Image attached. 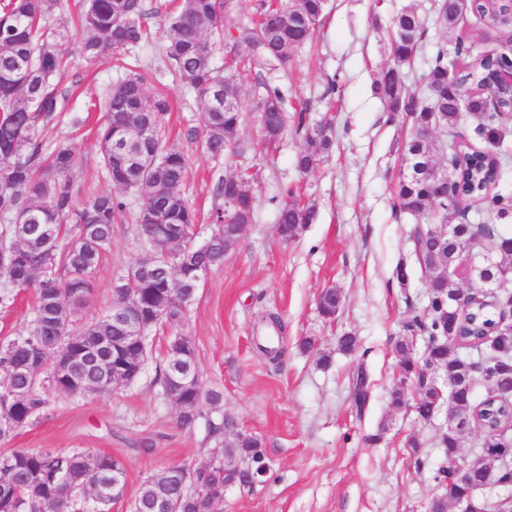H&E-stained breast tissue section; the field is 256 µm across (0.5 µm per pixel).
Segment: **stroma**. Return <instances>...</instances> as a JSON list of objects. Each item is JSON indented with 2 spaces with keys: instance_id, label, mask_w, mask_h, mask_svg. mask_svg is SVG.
Masks as SVG:
<instances>
[{
  "instance_id": "35a3bbf8",
  "label": "stroma",
  "mask_w": 512,
  "mask_h": 512,
  "mask_svg": "<svg viewBox=\"0 0 512 512\" xmlns=\"http://www.w3.org/2000/svg\"><path fill=\"white\" fill-rule=\"evenodd\" d=\"M433 0H327L325 16L311 40L295 50L275 71L259 68L237 76L248 110L239 128L240 151L214 159L200 147V105L192 91L170 71L165 56L166 33L156 6L173 8V0H146L148 38L126 62L149 76V93L161 92L171 102L165 120L169 143L189 157L187 196L199 212L197 239L210 235V215L223 201L215 186L225 173L253 176L254 220L226 253L222 267L212 270L187 314L184 331L192 336L203 381L221 389L225 416L263 443L271 466L265 483L229 489L221 512H426L440 489L431 469L441 459L439 438L446 411L431 420L411 409L414 386H407L406 406L391 405L390 393L402 375L395 342L412 309L427 302V272L409 240L412 217L396 214L392 198L399 180L408 123L386 120L384 105L372 91L375 76L388 63L389 22L402 6L414 3L427 29L419 54L404 68V81L414 91L426 89V75L437 45H471L461 56L500 50L498 33L486 18L463 10L455 32L437 27ZM71 32L63 52L68 67L58 86L65 94L64 112L41 134L46 149L72 147L77 164L72 179L80 197L111 190L96 142L102 115L95 103L124 75L115 58L86 62L79 54L81 36L74 29V9L65 7L51 19ZM286 92L288 129L275 145L261 147L255 104L258 81ZM331 120L336 145L308 174L294 166L306 149L296 134L297 116ZM315 208V217L298 238L286 241L277 232L278 211L288 199ZM141 200L127 198V211L112 231V245L95 273V291L80 321L105 312L112 284L129 262L148 246L133 221ZM406 261L408 281L399 284L396 265ZM336 289L342 307L335 319L322 317L320 293ZM279 316V326L262 313ZM275 334L278 361L257 349L260 336ZM358 346L338 348L343 334ZM152 359L131 386L112 394L54 400L47 416L18 430L13 448L34 451L90 448L121 457L126 488L112 512H126L140 484L171 464L198 466L208 459L205 426L185 432L176 426V408L155 384V366L164 345L153 335ZM328 364H320V355ZM368 376L369 401L354 403L359 372ZM378 442H370V435ZM429 468L416 472L413 455Z\"/></svg>"
}]
</instances>
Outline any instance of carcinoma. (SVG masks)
Returning a JSON list of instances; mask_svg holds the SVG:
<instances>
[{
  "mask_svg": "<svg viewBox=\"0 0 512 512\" xmlns=\"http://www.w3.org/2000/svg\"><path fill=\"white\" fill-rule=\"evenodd\" d=\"M239 0H182L178 11L166 17V58L201 105V148L213 158L236 154L244 108L236 76L212 66L213 47L208 37L222 38L223 47L235 66L256 65L272 69L288 62L292 52L307 43L312 34L294 25V20L322 21L326 0H261L259 18L251 24L225 27L226 17ZM63 7L62 0H7L0 6V218L23 212L36 233L22 224L0 227V308L12 305L23 292L34 298L32 319L15 336L0 337V443L36 422L49 403V396L76 398L112 393L129 383L133 375H117L114 362L134 366L145 363L149 344H132L124 330L112 320V311L75 327L80 312L93 294L89 285L103 254L112 244V226L125 213V195L143 199L135 223L150 249L129 265L114 288L116 301L134 297L155 312L173 319L174 326L186 319L200 283V270L224 264L225 242L242 234L241 225L254 217L255 197L247 178L242 207L224 223V209L212 215L214 229L201 246L186 237L196 223L197 211L184 186L188 158L168 144L161 129L170 110L168 98L146 92L147 76L128 67L124 79L112 86L101 103L106 117L98 130L101 162L112 189L83 201L75 195L71 173L77 163L75 151L59 146L46 153L39 140V122L50 120L60 108L55 80L65 68L62 45L69 38L64 28L51 29L46 22ZM481 17L494 9L500 20H508L512 5L479 2L473 5ZM459 0H435L434 22L453 29L461 15ZM144 0H81L78 25L82 32V53L94 60L106 51L117 52L145 40ZM425 29L417 7L403 6L391 20L389 64L374 81V91L385 103L388 121L409 118L417 129L454 128L461 118L456 85L493 91L490 75L508 64L494 54L484 66L467 68L448 61V48L437 47L427 77L426 94L419 95L404 85L403 68L419 52ZM256 110L263 142L278 141L286 131L285 94L278 86L258 82ZM224 89V110L213 112L208 98L215 88ZM501 113L487 112L475 127L477 136L493 150L465 151L447 144L448 166L434 157L431 142L412 136L402 149V163L416 160L422 168L415 175L404 171L397 185L394 208L418 223L411 231L414 253L426 269L448 280L429 290L423 311L412 312L404 325L409 335L395 344L400 364L415 382L416 413L424 420L433 417L442 401L434 389L435 374L448 379V396L457 415L484 434V444L498 448L512 440V333L502 331L508 323V308L502 299L480 293L468 299L469 306L456 304L458 289L453 272L474 251L503 265L512 261V193H493L509 157L508 130L500 123ZM147 125L143 149L156 152L157 167L142 172L127 157L112 149L115 138L129 123ZM324 121L300 120L308 148L295 158L303 174L313 171L335 141L331 133L319 136L315 129ZM457 184V195L440 193L443 173ZM478 205L485 220L477 224L453 223L448 236L438 227L422 224L431 207L443 210V219L455 216L464 202ZM159 214V226H143L146 213ZM314 219V208L293 200L278 213V234L296 238ZM136 279V292L128 294V277ZM341 296L333 288L318 298L321 315L332 319L341 307ZM426 339L422 357L414 355L416 337ZM482 354L485 373L474 376L470 359L462 350ZM181 364L188 381L170 380L175 364ZM490 385L488 395L473 403L478 380ZM155 383L163 394L176 392L183 405L177 425L190 430L205 420L210 460L204 466L169 467L146 478L130 504V512H215L224 501V460L245 458L252 463L253 486L264 482L269 472L261 441L240 431L227 416H214L223 405V392L202 381L194 341L189 336L168 337L162 359L156 365ZM443 459L434 469L441 484L448 477V465L458 455V436L452 432L442 439ZM11 460L0 468V512H110L112 503L123 497V487H112V475H122L116 458L94 454L88 449L31 451L13 448L0 452ZM489 481V486H512L509 470L489 473L488 462H473L468 485L458 487L466 499L470 487Z\"/></svg>",
  "mask_w": 512,
  "mask_h": 512,
  "instance_id": "carcinoma-1",
  "label": "carcinoma"
}]
</instances>
